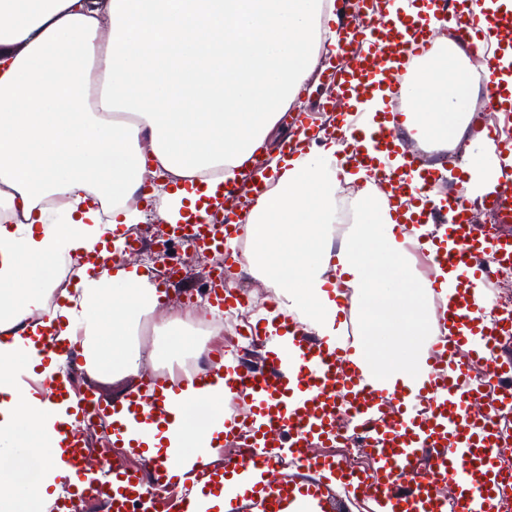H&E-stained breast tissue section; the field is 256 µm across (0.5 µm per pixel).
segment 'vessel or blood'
Wrapping results in <instances>:
<instances>
[{"mask_svg":"<svg viewBox=\"0 0 512 512\" xmlns=\"http://www.w3.org/2000/svg\"><path fill=\"white\" fill-rule=\"evenodd\" d=\"M337 2L336 54L343 64L324 70L321 81L332 91L336 129L348 139L342 166L368 169L374 185L398 202L392 213L396 232L416 237L429 259L438 331L426 350V376L417 385L390 391L358 364L354 336L327 342L308 334L296 314L286 311L258 321L245 333L268 347L261 368L224 361L230 375L224 434L239 439L238 454L225 457L220 470L183 467L173 481L165 466L155 465V480L168 483L175 495L154 501L153 512H195L197 500L224 481L236 487L235 512H305L312 502L318 512H347L357 500L370 502L371 512H501L512 493V481L500 468L504 433L492 419L496 393L468 374L471 361L485 357L490 377L512 376V358L495 353L499 344L512 341V322L487 318L492 274L479 261L487 255L494 265L512 266V232L502 224L473 223L468 201L442 190L435 168L402 146L406 112L413 106L431 109L429 101L411 102L407 86L417 62L436 42L433 18L451 12L460 37L473 47L491 48L498 60L512 49V7L505 0L481 10L474 0H417L416 13L407 14L395 11L396 0ZM484 81L489 99L481 128L500 176L482 204L493 213L511 212L503 187L512 185V85L495 66L485 69ZM379 93L387 108L369 132L359 105ZM294 119L301 137L282 142L285 157L296 156L303 138L319 133L308 114ZM263 170L258 159L248 166L242 204L221 223L187 212L191 229L181 233V247L221 250L240 236L252 204L267 188ZM424 224L433 225V233L417 235ZM239 300L232 285L216 278L213 306L228 308ZM41 344L60 362L81 356L77 345L58 340L51 330L42 333ZM70 378L62 371L40 385L50 399L70 403L75 420L61 428L62 450L76 468L85 443L83 422L109 417L112 409L93 394L72 395ZM176 387L161 376L149 379L131 413L166 418L165 393ZM344 431L362 434L367 468L347 469L330 455ZM258 448L269 458L287 455L297 463L286 471L273 467L255 459ZM110 471L102 483L78 479L80 495L107 498L112 512H131L132 504L149 497L148 484L125 458H114Z\"/></svg>","mask_w":512,"mask_h":512,"instance_id":"obj_1","label":"vessel or blood"}]
</instances>
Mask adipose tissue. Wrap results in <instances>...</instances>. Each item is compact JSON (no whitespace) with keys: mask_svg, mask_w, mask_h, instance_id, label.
<instances>
[{"mask_svg":"<svg viewBox=\"0 0 512 512\" xmlns=\"http://www.w3.org/2000/svg\"><path fill=\"white\" fill-rule=\"evenodd\" d=\"M326 0H0V512H52L75 482L58 426L66 406L19 387V371L56 372L38 339L48 327L80 343L99 379L139 375L191 355L185 321L172 313L150 353L136 342L165 293L136 264H109L137 223L126 202L152 172L169 176L158 215L173 224L221 184L240 181L249 159L277 173L250 215L246 262L281 292L310 331L342 333L337 299L359 313L361 366L388 386L422 380L424 357L397 342L432 331L421 314L428 282L411 280L405 241L385 195L351 201L354 222L331 249L341 183L364 178L336 164V142L313 146L283 168L269 130L336 44ZM468 59L445 45L412 79L413 138L436 146L467 127ZM100 263L74 266V253ZM223 365L207 382L186 376L169 419L140 422L116 402L124 443L151 457L210 464L224 431Z\"/></svg>","mask_w":512,"mask_h":512,"instance_id":"obj_1","label":"adipose tissue"}]
</instances>
